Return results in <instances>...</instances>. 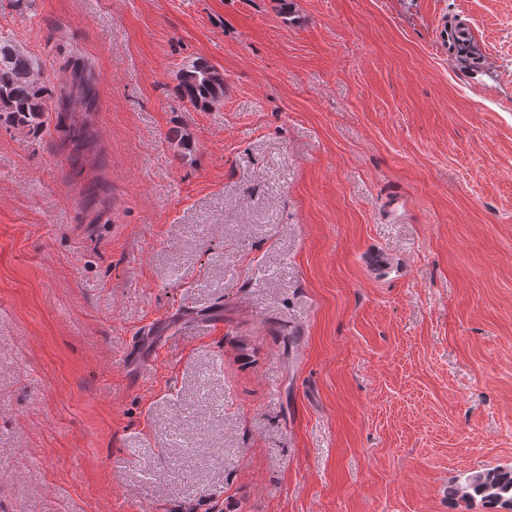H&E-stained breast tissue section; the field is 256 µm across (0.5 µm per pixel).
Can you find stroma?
Returning a JSON list of instances; mask_svg holds the SVG:
<instances>
[{
	"label": "stroma",
	"mask_w": 512,
	"mask_h": 512,
	"mask_svg": "<svg viewBox=\"0 0 512 512\" xmlns=\"http://www.w3.org/2000/svg\"><path fill=\"white\" fill-rule=\"evenodd\" d=\"M0 33L95 93L0 126V512H487L448 489L512 465V0H0ZM178 91L194 108L208 110L224 98V75L206 60L196 59L181 70Z\"/></svg>",
	"instance_id": "35a3bbf8"
}]
</instances>
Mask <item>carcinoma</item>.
I'll use <instances>...</instances> for the list:
<instances>
[{
	"label": "carcinoma",
	"instance_id": "1",
	"mask_svg": "<svg viewBox=\"0 0 512 512\" xmlns=\"http://www.w3.org/2000/svg\"><path fill=\"white\" fill-rule=\"evenodd\" d=\"M88 98L91 88L83 70L72 67L71 91ZM178 91L193 107L208 110L224 98V75L203 59L185 66ZM54 94L46 84L39 58L0 36V126L37 138L46 126L48 101ZM450 495L461 500L480 499L492 510L512 503V466L472 472L455 483Z\"/></svg>",
	"mask_w": 512,
	"mask_h": 512
}]
</instances>
